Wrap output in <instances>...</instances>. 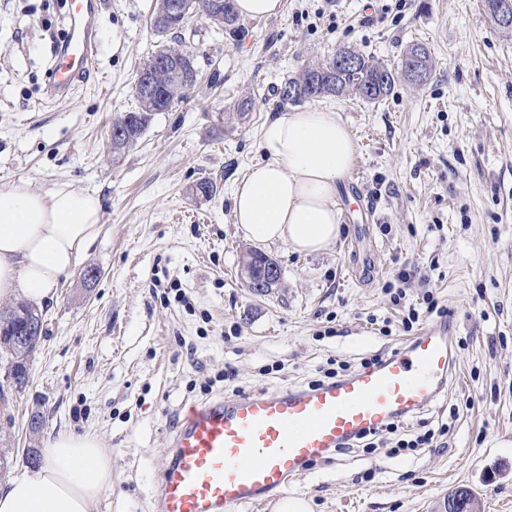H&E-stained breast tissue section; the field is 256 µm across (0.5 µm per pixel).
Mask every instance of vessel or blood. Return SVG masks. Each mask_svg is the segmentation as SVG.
<instances>
[{
	"label": "vessel or blood",
	"mask_w": 512,
	"mask_h": 512,
	"mask_svg": "<svg viewBox=\"0 0 512 512\" xmlns=\"http://www.w3.org/2000/svg\"><path fill=\"white\" fill-rule=\"evenodd\" d=\"M100 0H70L71 30L52 66L49 99L95 68ZM452 369L448 330L432 323L375 366L311 390L190 406L160 475L159 512H240L282 495L348 439L433 401Z\"/></svg>",
	"instance_id": "obj_1"
}]
</instances>
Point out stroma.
I'll return each mask as SVG.
<instances>
[{
	"instance_id": "stroma-1",
	"label": "stroma",
	"mask_w": 512,
	"mask_h": 512,
	"mask_svg": "<svg viewBox=\"0 0 512 512\" xmlns=\"http://www.w3.org/2000/svg\"><path fill=\"white\" fill-rule=\"evenodd\" d=\"M101 2L95 76L51 101L67 6L0 0V182L37 192L67 183L102 202L100 236L42 306L47 334L27 385L0 402L8 477L26 466L38 408L43 437L89 433L106 448L112 489L96 512H158L185 407L303 390L328 359L356 366L403 348L402 312L384 286L414 266L407 299L433 292L454 358L419 417L447 422V435L398 456L384 446L330 454L285 494L306 498L310 512H445L449 492L465 486L479 512H512V33L494 28L482 0H284L281 14L244 20L236 37L194 14L182 39L201 82L116 151L112 119L135 107L136 70L161 43L150 30L155 0ZM417 43L435 63L424 84L399 81L376 104L316 100L354 135L370 211L341 218L337 242L319 254L263 246L282 277L270 295L253 294L232 193L267 159L274 88L341 47L394 66ZM246 97L253 109L229 116ZM205 177L217 185L209 199L193 193ZM356 267L368 276L355 279ZM89 268L97 279L84 280ZM157 278L180 282L191 308L164 305L150 288ZM277 362L283 371L260 375Z\"/></svg>"
}]
</instances>
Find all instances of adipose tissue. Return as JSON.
Here are the masks:
<instances>
[{"instance_id":"adipose-tissue-1","label":"adipose tissue","mask_w":512,"mask_h":512,"mask_svg":"<svg viewBox=\"0 0 512 512\" xmlns=\"http://www.w3.org/2000/svg\"><path fill=\"white\" fill-rule=\"evenodd\" d=\"M266 162L252 167L232 194L233 217L256 244L325 251L340 235L336 197L356 152L335 113L318 107L268 120ZM98 195L69 184L42 192L0 183V300L54 299L62 281L101 231ZM43 462L0 489V512H95L112 487V461L91 435L62 432Z\"/></svg>"}]
</instances>
